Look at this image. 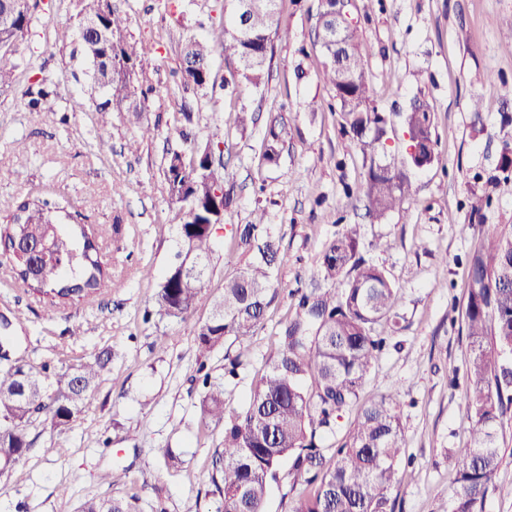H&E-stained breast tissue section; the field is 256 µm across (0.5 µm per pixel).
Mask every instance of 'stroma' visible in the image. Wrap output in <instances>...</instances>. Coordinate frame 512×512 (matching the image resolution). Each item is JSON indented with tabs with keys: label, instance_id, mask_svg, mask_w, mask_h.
I'll use <instances>...</instances> for the list:
<instances>
[{
	"label": "stroma",
	"instance_id": "35a3bbf8",
	"mask_svg": "<svg viewBox=\"0 0 512 512\" xmlns=\"http://www.w3.org/2000/svg\"><path fill=\"white\" fill-rule=\"evenodd\" d=\"M128 19L129 36L155 65L156 88L140 117L112 115L99 127L100 93L85 77L73 0H37L31 35L19 59L15 86L0 94V196L52 197L78 210L84 223L112 226L103 253L120 287L87 302L53 305L12 277L0 257V315H19L9 329L15 354L35 368L58 371L85 355L111 348L112 362L85 411L59 435L28 428L33 442L23 459L0 471V512H75L87 496L135 498L139 512H216L212 459L224 431L200 422L204 376L224 382L226 413L241 409L266 362L279 348L278 332L295 315L293 291L310 285L322 250L342 225L360 230L365 259L385 268L399 289L401 329L375 365L359 401L394 387L402 404L405 452L395 512H439L453 495L447 453L468 441L464 377L469 349L461 332L466 302L462 261L481 236L512 224V169L499 167L512 144V54L502 43L512 31V0H348L361 38L373 46L365 60L371 99L390 121L378 158L403 163V114L415 99L435 109L440 161L410 169L405 209L371 223L356 197L368 167L346 153L333 93L323 80L324 59L314 40L316 0H286L282 21L288 40H275L271 76L264 86L223 88L225 64L214 55V85L172 95L184 42L204 38L224 0H113ZM68 30L67 44L55 32ZM306 76L297 79L296 67ZM48 74L85 108L67 112V124L45 123L26 108L31 82ZM193 112L197 141L224 145L226 179L237 195L215 232L205 300L186 320L156 315L158 285L174 259L179 218L162 172L168 121L180 103ZM247 109L256 125L240 130L235 114ZM276 116L290 120L292 139L278 168L259 164L263 135ZM158 125L151 140L139 126ZM280 237L288 260L276 273V294L255 335L226 337L199 362L196 332L221 297L233 271L225 254L237 225L256 208ZM384 249H370L374 240ZM150 277H143V270ZM80 334H73V327ZM165 340V351L154 344ZM246 352L241 379L224 381L225 355ZM65 454H57L56 445ZM506 455L480 512H512V420L506 422ZM179 452V469L166 468V450ZM111 473L110 483L100 482Z\"/></svg>",
	"mask_w": 512,
	"mask_h": 512
}]
</instances>
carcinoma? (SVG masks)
Instances as JSON below:
<instances>
[{
  "mask_svg": "<svg viewBox=\"0 0 512 512\" xmlns=\"http://www.w3.org/2000/svg\"><path fill=\"white\" fill-rule=\"evenodd\" d=\"M281 0H252L248 33L238 30L234 17L224 14L211 36L190 39L183 47L180 86L205 89L211 81L215 52L224 55V86L264 82L273 56V39L288 36L280 22ZM333 3L319 5L316 44L325 58L324 79L340 110L346 151L370 160L359 192L366 215L379 223L403 209L411 195L407 168L375 158L387 132L385 115L372 105L364 59L371 46L357 30L344 33L341 45L324 40L336 29ZM80 27L94 24L81 38L82 51L92 68L89 78L103 97L96 105L100 122L110 114L139 115L148 95L150 65L145 49L127 37V18L112 0H76ZM32 24L31 0H0V90L12 87L19 67L20 48ZM27 109L50 119L57 116L60 86L49 77L26 90ZM193 115L182 104L172 113V126L189 139ZM407 132L422 152L409 155V164L424 168L438 161L433 106L417 99L404 115ZM290 138L283 118L270 120L260 163L279 166ZM169 196L178 207V262L159 284L156 313L185 319L203 301L208 261L215 234V215L235 204L233 187L224 178L223 153L213 143L190 142L186 149L170 148L164 157ZM0 254L15 264L17 279L51 302L84 301L105 288L120 287L110 280L97 239L107 233L79 221L81 214L46 199L0 198ZM266 210L236 230L234 273L224 279L222 300L198 327L197 350L209 356L228 336H252L263 321L273 297L275 270L287 259L280 240L267 224ZM50 239L54 254L40 259V276L27 275L28 260L16 252L19 240ZM354 224H346L324 247L319 274L328 288H309L296 294V316L281 329V348L241 410L224 413V383L210 382L201 400V424L224 428L223 447L215 451L212 481L220 495L217 512H265L271 483L278 481L283 460L305 488L289 512H395L391 493L398 483L397 462L403 452L401 404L392 388L359 408L342 444L326 456L324 434L336 427L370 378L383 352L388 333L400 330L399 290L383 268L360 254ZM465 336L470 352L466 372L470 398L467 418L471 444L448 456L455 496L440 512H475L502 462L500 432L512 409V224H502L472 249L466 259ZM339 283L336 290L332 285ZM225 375L234 380L248 364L247 355H225ZM112 362L106 348L53 375L35 371L21 382L17 359L0 347V467L18 463L32 445L27 426L37 422L52 432L62 431L90 403L104 370ZM75 512H132L121 499L86 497Z\"/></svg>",
  "mask_w": 512,
  "mask_h": 512,
  "instance_id": "1",
  "label": "carcinoma"
}]
</instances>
